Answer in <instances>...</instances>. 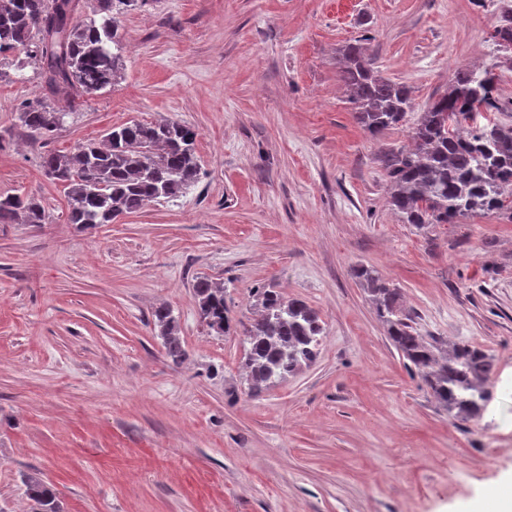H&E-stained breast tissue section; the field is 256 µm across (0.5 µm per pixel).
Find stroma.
<instances>
[{"mask_svg":"<svg viewBox=\"0 0 512 512\" xmlns=\"http://www.w3.org/2000/svg\"><path fill=\"white\" fill-rule=\"evenodd\" d=\"M512 0H140L120 18L116 85L70 107L41 64L0 61V194L40 201L44 224H0V512H33L23 479L61 512H475L512 480V222L405 224L384 159L456 69H493L512 124V50L492 34ZM366 38L411 90L374 137L337 79ZM66 110L54 138L18 119ZM197 133L201 176L113 223L68 221L44 154L130 120ZM400 291L421 336L466 342L496 373L480 418L449 417L387 338L357 268ZM221 284L235 319L273 286L315 308L313 364L250 395L242 334L199 317L192 283ZM188 351L173 364L152 311ZM26 494L34 503L36 512H60L57 493L53 486L40 478L27 477L24 481Z\"/></svg>","mask_w":512,"mask_h":512,"instance_id":"1","label":"stroma"}]
</instances>
